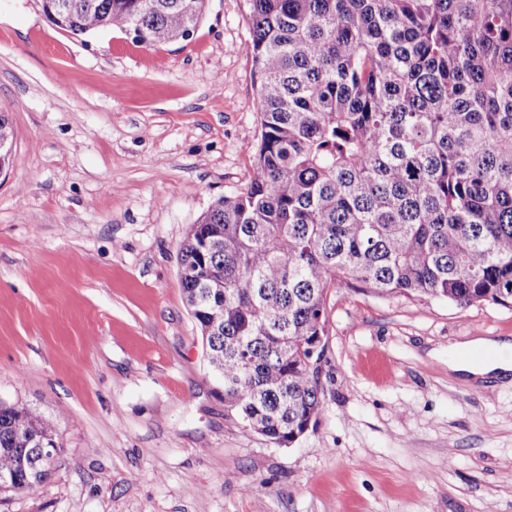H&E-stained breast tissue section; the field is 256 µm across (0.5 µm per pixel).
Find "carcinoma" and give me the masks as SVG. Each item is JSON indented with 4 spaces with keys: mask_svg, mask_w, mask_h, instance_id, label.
I'll return each instance as SVG.
<instances>
[{
    "mask_svg": "<svg viewBox=\"0 0 512 512\" xmlns=\"http://www.w3.org/2000/svg\"><path fill=\"white\" fill-rule=\"evenodd\" d=\"M56 28L193 35L207 0H70ZM255 176L178 252L179 284L227 411L288 447L317 423L328 296L354 281L512 307V0H247ZM0 403V476L32 491L33 435Z\"/></svg>",
    "mask_w": 512,
    "mask_h": 512,
    "instance_id": "carcinoma-1",
    "label": "carcinoma"
}]
</instances>
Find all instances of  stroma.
Returning a JSON list of instances; mask_svg holds the SVG:
<instances>
[{
  "label": "stroma",
  "instance_id": "stroma-1",
  "mask_svg": "<svg viewBox=\"0 0 512 512\" xmlns=\"http://www.w3.org/2000/svg\"><path fill=\"white\" fill-rule=\"evenodd\" d=\"M249 40L245 0L151 47L0 0V402L63 448L0 512H512V378L448 369L451 346L512 340V307L341 283L313 429L278 446L215 395L177 256L254 177Z\"/></svg>",
  "mask_w": 512,
  "mask_h": 512
}]
</instances>
